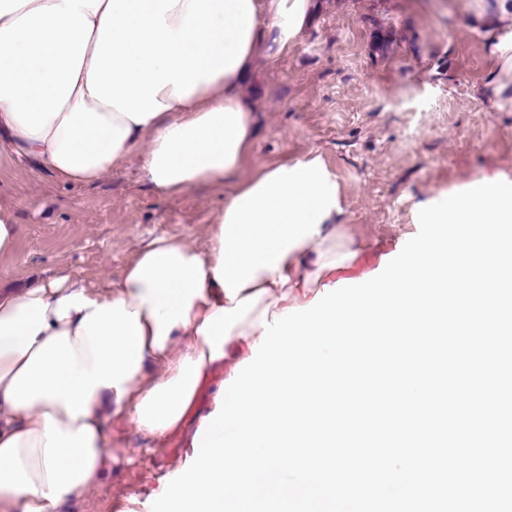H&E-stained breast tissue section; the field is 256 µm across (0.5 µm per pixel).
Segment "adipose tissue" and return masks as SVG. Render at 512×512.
Listing matches in <instances>:
<instances>
[{
	"mask_svg": "<svg viewBox=\"0 0 512 512\" xmlns=\"http://www.w3.org/2000/svg\"><path fill=\"white\" fill-rule=\"evenodd\" d=\"M470 14L483 100L512 111V0ZM309 18L310 0H0V162L78 184L139 155L158 194L226 189L205 246L157 237L105 291L0 286V512H64L97 484L112 418L164 439L231 342L352 259L319 155L249 167L255 53L287 51Z\"/></svg>",
	"mask_w": 512,
	"mask_h": 512,
	"instance_id": "obj_1",
	"label": "adipose tissue"
}]
</instances>
